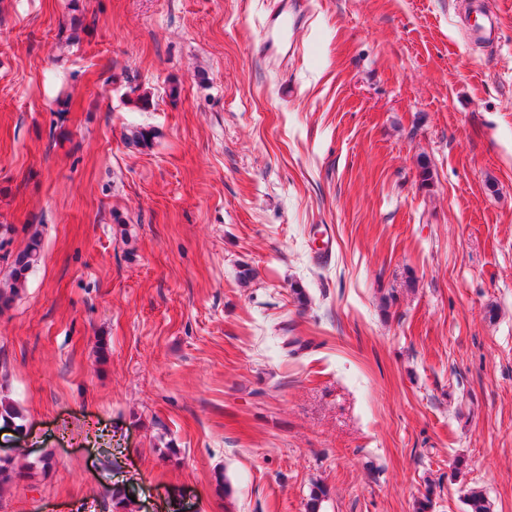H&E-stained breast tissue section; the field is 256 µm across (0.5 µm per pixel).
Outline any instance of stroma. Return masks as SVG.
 <instances>
[{
  "label": "stroma",
  "mask_w": 512,
  "mask_h": 512,
  "mask_svg": "<svg viewBox=\"0 0 512 512\" xmlns=\"http://www.w3.org/2000/svg\"><path fill=\"white\" fill-rule=\"evenodd\" d=\"M273 2L0 0V512H512V0ZM288 7V0L274 3L261 34L260 47L263 57L272 66L280 60L279 49H286L285 56L288 54ZM41 240L32 238L29 244L12 258L8 282L0 286V310L10 307L18 288L24 285L40 256ZM0 457H15V451L12 448H0ZM30 467L29 463L16 457L0 458V489L24 477Z\"/></svg>",
  "instance_id": "obj_1"
}]
</instances>
